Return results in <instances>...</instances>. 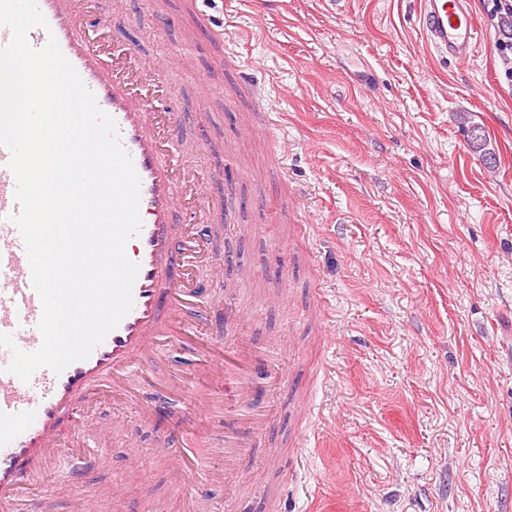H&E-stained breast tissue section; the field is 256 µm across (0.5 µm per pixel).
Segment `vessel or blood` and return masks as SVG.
I'll return each instance as SVG.
<instances>
[{"label": "vessel or blood", "instance_id": "b4317fda", "mask_svg": "<svg viewBox=\"0 0 512 512\" xmlns=\"http://www.w3.org/2000/svg\"><path fill=\"white\" fill-rule=\"evenodd\" d=\"M38 6L47 24L29 31L30 45L39 49L56 38L99 107L115 120L139 176L141 228L125 248L139 273L132 310L87 359L59 374L39 369L26 382L8 373L13 349L31 352L42 343V304L12 221L19 205L10 152L0 146V333L15 343L0 347V512H39L45 473L65 474L74 462L85 444L84 411L99 400L117 407L136 402L146 420L179 423L190 416L206 427L216 409L209 397L182 403L170 382L138 401L128 389L132 377L145 373L146 361L169 359L185 338L195 342L191 370L215 383L258 374L270 390L288 384L278 363L285 337L259 348L246 339H225L214 326L216 315L235 319L225 307L223 273L212 265L219 217L205 198L206 177L192 164V148L176 129L163 64H147L136 47L106 40L108 20L98 0H38ZM419 23L429 50L443 60L472 56L480 41L470 0H421ZM205 268L211 271L206 279L200 275ZM274 425V416L244 409L225 419L223 441L204 446L193 435L174 449L173 481L186 493L185 512H195L223 472L236 471L238 449L252 447ZM237 473L259 495H273L264 471Z\"/></svg>", "mask_w": 512, "mask_h": 512}]
</instances>
